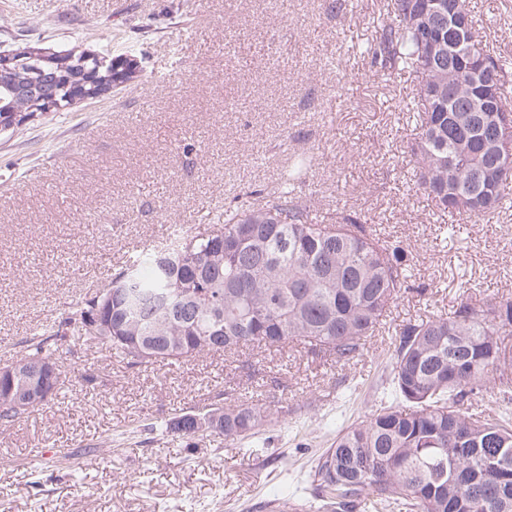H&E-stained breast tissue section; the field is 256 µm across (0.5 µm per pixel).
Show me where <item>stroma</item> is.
<instances>
[{"label": "stroma", "instance_id": "obj_1", "mask_svg": "<svg viewBox=\"0 0 512 512\" xmlns=\"http://www.w3.org/2000/svg\"><path fill=\"white\" fill-rule=\"evenodd\" d=\"M466 5L486 43L512 56V0ZM386 13L387 0L334 12L327 0H0V51L24 37L143 68L139 85L0 134V366L103 287L132 246L271 199L302 147L315 161L296 192L316 220L351 213L401 241L412 284L428 289L393 303L382 335L347 364L301 341L136 368L73 348L72 382L0 426L7 512H268L276 498L310 512L317 455L392 399L396 328L512 295V207L473 224L433 215L411 189L402 106L413 82L378 72L369 52ZM228 391L274 414L250 450L163 431ZM143 421L157 426L152 442Z\"/></svg>", "mask_w": 512, "mask_h": 512}]
</instances>
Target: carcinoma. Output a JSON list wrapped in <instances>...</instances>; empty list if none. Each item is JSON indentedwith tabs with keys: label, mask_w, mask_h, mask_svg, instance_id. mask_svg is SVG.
<instances>
[{
	"label": "carcinoma",
	"mask_w": 512,
	"mask_h": 512,
	"mask_svg": "<svg viewBox=\"0 0 512 512\" xmlns=\"http://www.w3.org/2000/svg\"><path fill=\"white\" fill-rule=\"evenodd\" d=\"M474 52L489 60L495 105L512 111L503 86L512 63L490 53L467 18ZM38 42L13 46L29 69ZM379 70L416 77L405 104L414 125L409 163L415 189L444 213L490 215L512 197V170L493 168L485 130L494 112H463L470 88L448 48V9L436 0H390L370 48ZM102 53L68 49L52 113L68 112L77 80L99 73ZM309 164L295 158L279 196L224 212L219 226L143 251L112 275L108 287L76 303L55 326L27 341L30 367L77 345L98 346L127 366L174 365L243 347L279 348L303 341L349 363L381 331L405 293L407 255L356 218L319 224L295 184ZM512 297L479 306L461 302L443 316L409 322L397 332L388 374L394 399L336 434L312 470L320 512H512V423L474 409L483 393L512 395ZM64 367L50 397L0 402V426L48 404L65 384ZM222 421L194 430L193 415L170 419L165 432L187 439L251 437L270 422L267 407L245 401L219 407Z\"/></svg>",
	"instance_id": "1"
}]
</instances>
